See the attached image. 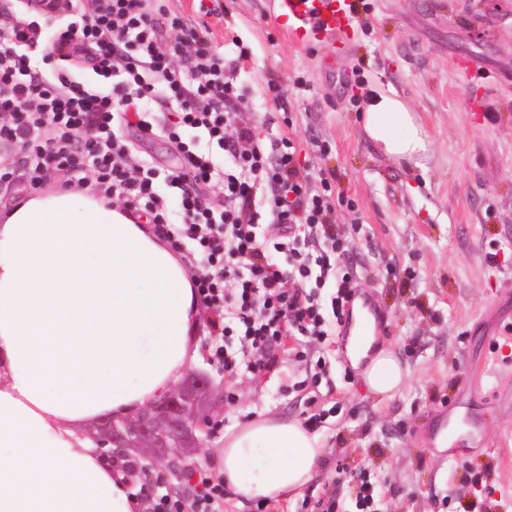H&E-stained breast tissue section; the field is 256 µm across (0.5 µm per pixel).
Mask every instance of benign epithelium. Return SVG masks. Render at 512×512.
I'll return each instance as SVG.
<instances>
[{
    "label": "benign epithelium",
    "instance_id": "benign-epithelium-1",
    "mask_svg": "<svg viewBox=\"0 0 512 512\" xmlns=\"http://www.w3.org/2000/svg\"><path fill=\"white\" fill-rule=\"evenodd\" d=\"M216 391L208 375L190 371L137 414L105 417L100 434L93 437L99 455L122 464L130 485L154 468L163 471L160 483H165L196 463L194 449L213 427L212 415L223 409L224 398Z\"/></svg>",
    "mask_w": 512,
    "mask_h": 512
}]
</instances>
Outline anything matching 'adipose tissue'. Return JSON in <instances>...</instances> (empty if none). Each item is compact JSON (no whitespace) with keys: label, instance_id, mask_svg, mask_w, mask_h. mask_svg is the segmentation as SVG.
Wrapping results in <instances>:
<instances>
[{"label":"adipose tissue","instance_id":"ef3b65f1","mask_svg":"<svg viewBox=\"0 0 512 512\" xmlns=\"http://www.w3.org/2000/svg\"><path fill=\"white\" fill-rule=\"evenodd\" d=\"M364 132L422 166L428 135L396 94L368 99ZM190 275L122 207L78 191L28 195L0 219V512H137L123 477L68 425L158 400L198 357ZM323 457L296 421L225 434L219 472L249 501L306 485Z\"/></svg>","mask_w":512,"mask_h":512}]
</instances>
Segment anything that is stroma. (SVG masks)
I'll return each instance as SVG.
<instances>
[{
  "label": "stroma",
  "instance_id": "35a3bbf8",
  "mask_svg": "<svg viewBox=\"0 0 512 512\" xmlns=\"http://www.w3.org/2000/svg\"><path fill=\"white\" fill-rule=\"evenodd\" d=\"M166 0L233 61L249 102L236 122L261 139L285 136L308 170L331 173L336 223L350 243L345 263L376 294L387 322L377 342L405 379L393 396L370 391L361 368L332 386L290 391L304 363L224 374L209 356V311L198 307L190 348L197 368L233 392L219 428L198 449L217 469L225 433L245 420H301L332 394L343 413L319 433L325 455L314 478L267 512H355L360 473L378 486V512H512V359L487 351L486 334L512 337V0H365L357 36L327 58L323 44L295 46L274 25L275 0ZM249 49L239 58L236 42ZM478 69L463 82L457 70ZM280 84L273 99L268 81ZM396 92L431 141L425 170L386 156L363 132L370 91ZM478 385L483 401L470 400ZM453 418L480 416L481 454L432 458L425 432L440 404Z\"/></svg>",
  "mask_w": 512,
  "mask_h": 512
}]
</instances>
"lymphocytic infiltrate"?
<instances>
[{
    "instance_id": "1",
    "label": "lymphocytic infiltrate",
    "mask_w": 512,
    "mask_h": 512,
    "mask_svg": "<svg viewBox=\"0 0 512 512\" xmlns=\"http://www.w3.org/2000/svg\"><path fill=\"white\" fill-rule=\"evenodd\" d=\"M223 51L204 27L168 14L163 0H66L62 12H0V183L23 173L31 188L56 172L93 179L98 195L144 215L158 235L187 248L194 296L211 310V359L225 373L278 369L286 338L305 364L295 391L319 387L359 285L340 258L334 186L297 158L293 141L228 137L245 100ZM162 134L178 166L142 159L132 143ZM219 146L216 160L211 146ZM221 184L214 212L202 190ZM271 223H264V216ZM191 500L164 494L153 512H224L223 477L192 471Z\"/></svg>"
}]
</instances>
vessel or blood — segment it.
I'll list each match as a JSON object with an SVG mask.
<instances>
[{
	"mask_svg": "<svg viewBox=\"0 0 512 512\" xmlns=\"http://www.w3.org/2000/svg\"><path fill=\"white\" fill-rule=\"evenodd\" d=\"M275 21L295 43L305 45L318 40L329 50H346L359 25L356 0H279ZM362 311L349 317L342 327L345 343L358 347L378 333L382 319L371 292L360 293ZM468 431L458 436L448 429L447 451L451 455H476L485 446L482 427L476 418H465Z\"/></svg>",
	"mask_w": 512,
	"mask_h": 512,
	"instance_id": "1",
	"label": "vessel or blood"
}]
</instances>
